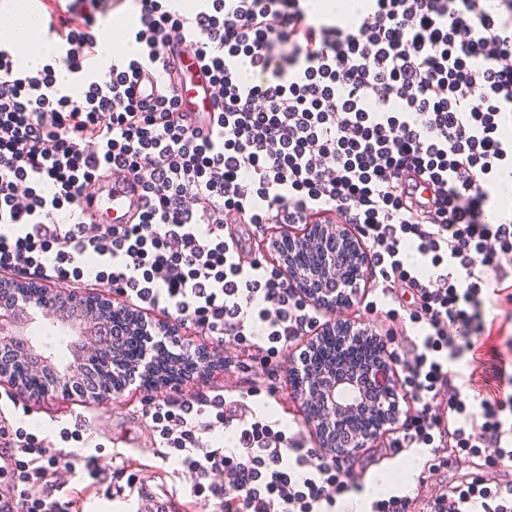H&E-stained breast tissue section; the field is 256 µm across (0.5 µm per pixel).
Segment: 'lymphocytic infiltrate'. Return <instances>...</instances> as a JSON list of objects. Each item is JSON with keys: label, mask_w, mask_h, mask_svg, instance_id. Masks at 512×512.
<instances>
[{"label": "lymphocytic infiltrate", "mask_w": 512, "mask_h": 512, "mask_svg": "<svg viewBox=\"0 0 512 512\" xmlns=\"http://www.w3.org/2000/svg\"><path fill=\"white\" fill-rule=\"evenodd\" d=\"M131 2L134 56L100 53L99 0L48 20L62 44L40 69H20L0 46V273L75 291L104 282L126 304L190 325L204 344L176 352L166 336L145 345L117 316L104 329L120 387L178 385L208 342L285 354L326 318L280 270L240 264L226 216L305 224L337 213L367 249V309L397 283L418 300L408 320L421 340L401 365L414 412L393 452L445 441L511 468L512 392L463 395L448 363L475 349L481 308L512 259V215H486L490 187L512 170L501 135L512 122V0H367L345 25L307 0H199L189 13L177 0ZM175 41L211 74L208 122L182 112L177 83L163 78ZM245 65L258 81L242 78ZM147 70L162 80L143 97ZM110 165L141 186L136 223L82 210ZM408 244L432 275L405 261ZM257 394L149 400L160 456L189 474L196 512H336L354 476L323 449L257 416L225 445L220 429ZM0 448L14 457L0 512H78L74 467L50 441L10 422ZM430 512H512V484L473 478Z\"/></svg>", "instance_id": "f902f5d3"}]
</instances>
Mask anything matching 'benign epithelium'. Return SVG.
Wrapping results in <instances>:
<instances>
[{
  "label": "benign epithelium",
  "instance_id": "7a95c632",
  "mask_svg": "<svg viewBox=\"0 0 512 512\" xmlns=\"http://www.w3.org/2000/svg\"><path fill=\"white\" fill-rule=\"evenodd\" d=\"M280 260L288 281L301 294L335 314L342 306L347 291H358L367 268L363 247L347 224L280 225L278 229ZM115 308L112 297L80 292L61 293L42 284L15 278L0 280V349L26 341L30 352L54 369L56 380L42 389V395H73L83 390L84 366L103 362L105 343L99 339L101 320L85 315L88 303ZM38 309L54 320L70 319L77 328L76 352L80 365L64 367L55 357L46 355L27 340L23 329L29 324V310ZM316 341L307 345L300 359L301 367L293 370L299 397L307 405V423L319 438L320 447L345 456L374 441L385 426L392 424L398 413L399 396L390 357L384 351L375 354L369 378L373 388V411L379 416L376 429L356 428L344 438L336 437V422L352 414L366 399L364 386L354 378L336 379L333 372L320 364L312 354ZM14 354L0 358V380L4 379L20 393L27 392L11 373Z\"/></svg>",
  "mask_w": 512,
  "mask_h": 512
}]
</instances>
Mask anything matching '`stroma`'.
<instances>
[{
	"instance_id": "obj_1",
	"label": "stroma",
	"mask_w": 512,
	"mask_h": 512,
	"mask_svg": "<svg viewBox=\"0 0 512 512\" xmlns=\"http://www.w3.org/2000/svg\"><path fill=\"white\" fill-rule=\"evenodd\" d=\"M340 316L380 337L400 340L398 359L410 358V347L404 341L406 323L401 317L368 312L361 300L342 309ZM482 324L484 330L478 335L479 341L484 342L486 347L497 348L505 359L512 360V351L506 346L507 340L512 338V302L501 296L495 305L484 306ZM209 352L211 366L197 385L177 389L159 385L150 391L130 388L93 403L62 394L48 397L19 395V402L28 409L23 420L24 427H39L41 436L47 440L57 441L61 422L77 416L83 423V443H108L114 450L127 456L128 473L135 481L134 488L126 489L123 496L109 499L104 495L103 486H90L82 502L84 512H150L149 494L165 491L175 496L179 504L178 512H193L186 495L190 486L189 475L174 474L172 463L162 461L156 454L152 423L142 414V407L150 395L161 399H180L199 391L221 390L225 394L235 395L251 387H270L274 390V396L268 404V415L300 431L307 446H317L318 441L306 422L304 405L290 375V357L280 353L268 356L261 351L251 353L233 343L221 347L210 345ZM402 432V425H395L393 430L381 434L371 445L353 455L350 464L357 487L339 498V512H368L372 498L368 496L367 488L375 475L405 469L410 452L395 455L387 452L393 439ZM80 444L71 443V450H78ZM438 455L441 466L426 473L423 481L407 485L393 482V489L403 488L409 493L412 499L409 512H425L432 497L451 495L456 486L475 477L484 478L491 484L512 483V469L492 465L486 454L465 456L446 447L440 449Z\"/></svg>"
}]
</instances>
